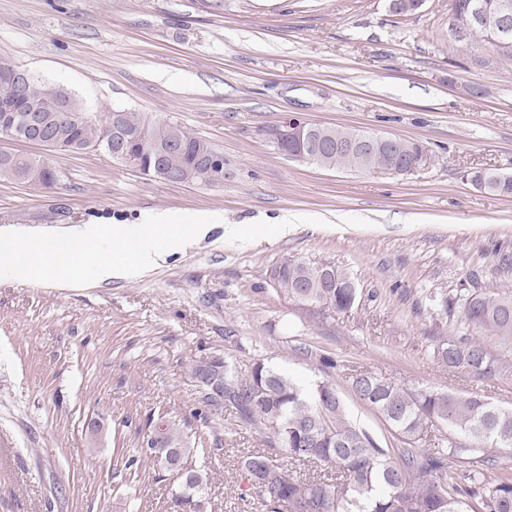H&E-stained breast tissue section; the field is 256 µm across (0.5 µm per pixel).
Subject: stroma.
I'll return each mask as SVG.
<instances>
[{
	"instance_id": "stroma-1",
	"label": "stroma",
	"mask_w": 512,
	"mask_h": 512,
	"mask_svg": "<svg viewBox=\"0 0 512 512\" xmlns=\"http://www.w3.org/2000/svg\"><path fill=\"white\" fill-rule=\"evenodd\" d=\"M216 2L0 0V58L90 116L120 107L174 118L224 156L223 184L207 187L0 137V150L35 152L63 173L51 189L0 181V228L140 224L166 210L221 221L135 276L0 280V512H173L176 485L142 450L163 416L200 449L204 512H263L240 459L264 442L206 400L193 371L203 357L229 359L243 378L261 361L308 388L332 382L384 449L398 441L351 391L360 370L512 407V353L489 343L508 365L489 381L445 366L434 348L456 318L428 301L473 278L512 293V268L498 261L512 251V198L465 179L479 168L512 174V59L475 40L450 44L449 0L407 17L387 0ZM287 113L422 141L433 163L395 176L288 160L263 135ZM295 216L326 224L246 245L224 238L227 224ZM287 257L349 274L354 306L322 315L289 300L270 277Z\"/></svg>"
}]
</instances>
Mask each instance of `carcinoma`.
Instances as JSON below:
<instances>
[{
  "label": "carcinoma",
  "mask_w": 512,
  "mask_h": 512,
  "mask_svg": "<svg viewBox=\"0 0 512 512\" xmlns=\"http://www.w3.org/2000/svg\"><path fill=\"white\" fill-rule=\"evenodd\" d=\"M473 39L512 58V44L503 46L478 28L467 33L466 40ZM1 69L0 65V102L20 97L34 104L49 122L55 137L52 149L81 153L108 136L106 122L85 118L80 102L63 88L33 76L18 85ZM113 114L123 130L143 132V137L125 141L129 167L161 181L201 184L205 157L217 152L212 143L176 121L157 122L127 109ZM361 138L372 144L356 151L353 143ZM286 155L325 168L358 172L379 168L394 175L413 172V164L423 157L431 160L429 149L418 140L318 123L304 136L288 140ZM60 179L56 167L37 155L0 153V181L52 188ZM469 179L481 191L512 197V175L478 170ZM317 268L284 259L270 276L288 299L323 313L352 307L358 298L354 281L338 272L329 287ZM430 302L444 313L458 312L460 319L459 336L436 345L438 360L479 379L496 377L502 364L488 350L487 340L512 351V295L465 287L451 297L433 295ZM195 373L204 385L224 381V404L259 428L268 447L284 452L296 464L326 466L340 479L334 484L303 477L268 451L251 452L242 457L241 468L267 512L284 508L305 512L309 507L315 512H466L468 496L480 498L483 512H512V478L488 475L492 449L512 448V408L499 407L477 394L410 390L371 371H360L352 375V390L381 414L403 443L391 456L349 420L339 392L329 382H320L307 393L262 362L242 380L220 357L198 361ZM429 423L463 433L472 444L464 446L444 435L432 448L416 447ZM145 444L144 451L154 463L178 480L180 492L172 497V508L189 504L201 508L209 477L190 463L193 449L187 447L177 425L165 422L160 435L145 439ZM173 452L181 455L183 465L172 466Z\"/></svg>",
  "instance_id": "obj_1"
}]
</instances>
